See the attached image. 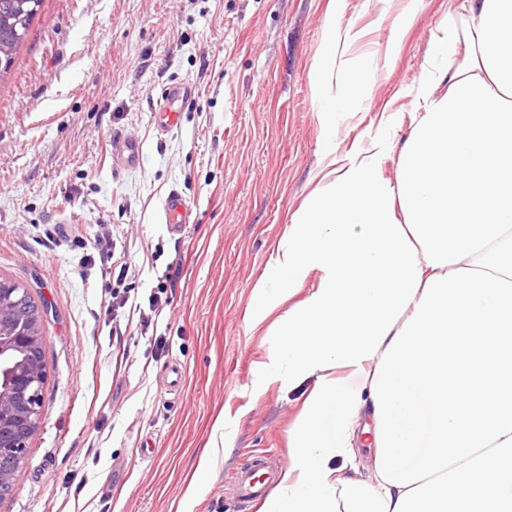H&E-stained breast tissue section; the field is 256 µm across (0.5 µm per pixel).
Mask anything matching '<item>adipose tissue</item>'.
I'll return each instance as SVG.
<instances>
[{
	"label": "adipose tissue",
	"mask_w": 512,
	"mask_h": 512,
	"mask_svg": "<svg viewBox=\"0 0 512 512\" xmlns=\"http://www.w3.org/2000/svg\"><path fill=\"white\" fill-rule=\"evenodd\" d=\"M467 12L464 33L438 38L444 70L411 92L397 179L380 174L386 143L325 155L254 284L256 325L319 275L282 319L289 379L317 384L283 492L260 512H512V0H468ZM326 28L310 81L319 111L332 113L367 97L369 80L334 78L330 60L357 34L331 16ZM339 370L364 391L341 392ZM363 417L371 486L334 465L351 461Z\"/></svg>",
	"instance_id": "ef3b65f1"
}]
</instances>
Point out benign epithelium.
<instances>
[{
	"instance_id": "1",
	"label": "benign epithelium",
	"mask_w": 512,
	"mask_h": 512,
	"mask_svg": "<svg viewBox=\"0 0 512 512\" xmlns=\"http://www.w3.org/2000/svg\"><path fill=\"white\" fill-rule=\"evenodd\" d=\"M40 316L25 288L0 281V358L21 354L10 367L8 383L0 387V465L13 472L24 464L41 418L46 343L37 334Z\"/></svg>"
}]
</instances>
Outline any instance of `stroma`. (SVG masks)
Segmentation results:
<instances>
[{
  "label": "stroma",
  "mask_w": 512,
  "mask_h": 512,
  "mask_svg": "<svg viewBox=\"0 0 512 512\" xmlns=\"http://www.w3.org/2000/svg\"><path fill=\"white\" fill-rule=\"evenodd\" d=\"M331 11L359 34L335 68L367 73L369 91L328 118L309 73ZM451 18L466 25L464 0H44L0 74V279L49 310L41 420L0 512H259L238 510L234 476L259 455L287 469L314 382L282 370L260 388L256 366L318 276L255 327L253 286L326 153L388 143L396 180L406 91ZM173 81L197 95L163 132L154 101ZM128 133L142 161L114 168ZM173 189L196 215L178 235L161 220Z\"/></svg>",
  "instance_id": "obj_1"
}]
</instances>
